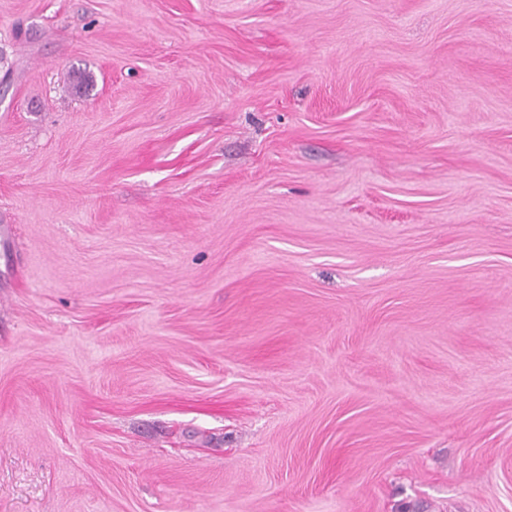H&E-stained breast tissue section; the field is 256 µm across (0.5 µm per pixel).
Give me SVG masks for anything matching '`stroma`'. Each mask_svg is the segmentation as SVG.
Wrapping results in <instances>:
<instances>
[{
    "label": "stroma",
    "instance_id": "1",
    "mask_svg": "<svg viewBox=\"0 0 512 512\" xmlns=\"http://www.w3.org/2000/svg\"><path fill=\"white\" fill-rule=\"evenodd\" d=\"M0 512H512V0H0Z\"/></svg>",
    "mask_w": 512,
    "mask_h": 512
}]
</instances>
